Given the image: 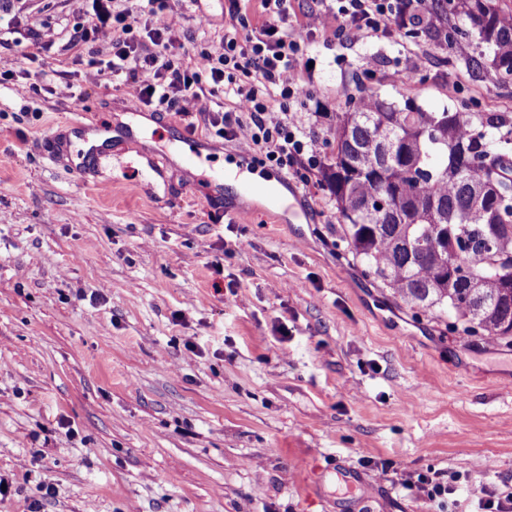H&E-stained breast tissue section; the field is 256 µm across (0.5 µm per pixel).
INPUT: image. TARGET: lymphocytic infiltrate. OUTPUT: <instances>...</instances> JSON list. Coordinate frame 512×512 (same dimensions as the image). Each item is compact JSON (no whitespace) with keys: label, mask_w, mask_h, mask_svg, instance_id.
<instances>
[{"label":"lymphocytic infiltrate","mask_w":512,"mask_h":512,"mask_svg":"<svg viewBox=\"0 0 512 512\" xmlns=\"http://www.w3.org/2000/svg\"><path fill=\"white\" fill-rule=\"evenodd\" d=\"M197 2L92 0L91 20L76 23L70 34L86 53V79L122 78L125 96L144 109L201 117L209 134L305 184L319 167L298 113L311 96L303 59L313 36L343 43L387 36L422 11L421 0H316L315 9L293 22L290 0H259L266 19L257 26L242 0H228L221 49L189 53L170 16Z\"/></svg>","instance_id":"f902f5d3"}]
</instances>
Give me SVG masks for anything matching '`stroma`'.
Here are the masks:
<instances>
[{"label":"stroma","instance_id":"obj_1","mask_svg":"<svg viewBox=\"0 0 512 512\" xmlns=\"http://www.w3.org/2000/svg\"><path fill=\"white\" fill-rule=\"evenodd\" d=\"M89 7L0 13L23 34L2 68L32 69L27 45L55 33L39 96L0 87V512H435L396 483L428 471L471 474L453 512L512 491V349L470 343L365 278L320 180L275 197L217 184L234 146L195 132L187 163L185 125L164 112L100 152L74 135L45 159L75 91L87 123L126 121L121 83L86 81L69 41ZM224 8L176 15L186 50L220 47ZM416 55L425 69L399 79ZM306 58L302 119L322 161L363 94L512 113V86L423 38L317 36Z\"/></svg>","mask_w":512,"mask_h":512}]
</instances>
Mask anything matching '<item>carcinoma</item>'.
Here are the masks:
<instances>
[{"label": "carcinoma", "instance_id": "obj_1", "mask_svg": "<svg viewBox=\"0 0 512 512\" xmlns=\"http://www.w3.org/2000/svg\"><path fill=\"white\" fill-rule=\"evenodd\" d=\"M473 75L512 83V6L424 0ZM338 116L321 180L365 277L448 329L512 346V113L429 112L372 94Z\"/></svg>", "mask_w": 512, "mask_h": 512}]
</instances>
